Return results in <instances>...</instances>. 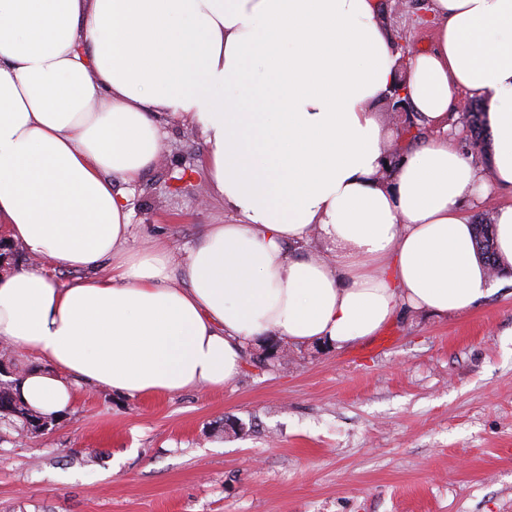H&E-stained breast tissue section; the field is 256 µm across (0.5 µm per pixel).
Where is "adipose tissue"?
Wrapping results in <instances>:
<instances>
[{"label": "adipose tissue", "instance_id": "1", "mask_svg": "<svg viewBox=\"0 0 512 512\" xmlns=\"http://www.w3.org/2000/svg\"><path fill=\"white\" fill-rule=\"evenodd\" d=\"M429 24L401 67L378 0H0V228L89 273L0 277V343L49 362L18 386L27 407L58 418L77 379L221 390L264 337L340 349L488 296L462 208L484 185L448 111L457 90L485 102L512 193V0H430ZM393 97L426 131L399 163ZM184 118L237 221L208 225L177 279L167 241L129 247L127 194Z\"/></svg>", "mask_w": 512, "mask_h": 512}]
</instances>
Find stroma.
I'll return each mask as SVG.
<instances>
[{
    "label": "stroma",
    "instance_id": "35a3bbf8",
    "mask_svg": "<svg viewBox=\"0 0 512 512\" xmlns=\"http://www.w3.org/2000/svg\"><path fill=\"white\" fill-rule=\"evenodd\" d=\"M401 49L429 48V0H379ZM458 139L482 179L490 144ZM198 126L165 127L130 196L131 243L175 265L209 224L232 223L203 169ZM448 317L405 313L339 350L251 346L221 391L130 398L81 383L48 431L0 424V512H512V276Z\"/></svg>",
    "mask_w": 512,
    "mask_h": 512
}]
</instances>
